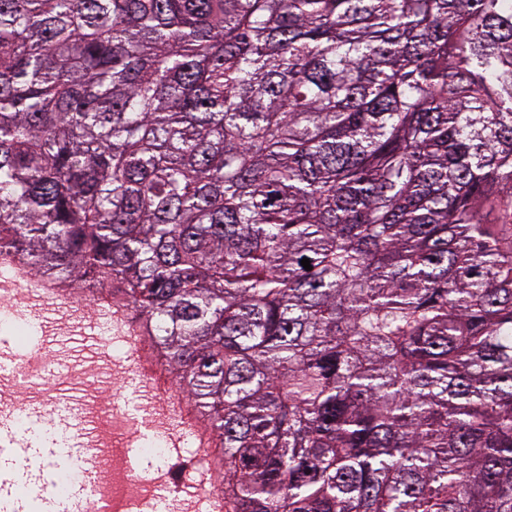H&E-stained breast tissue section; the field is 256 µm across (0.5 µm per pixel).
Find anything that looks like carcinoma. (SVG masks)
Listing matches in <instances>:
<instances>
[{"label": "carcinoma", "instance_id": "carcinoma-1", "mask_svg": "<svg viewBox=\"0 0 512 512\" xmlns=\"http://www.w3.org/2000/svg\"><path fill=\"white\" fill-rule=\"evenodd\" d=\"M0 255L137 314L224 512H512V0H0Z\"/></svg>", "mask_w": 512, "mask_h": 512}]
</instances>
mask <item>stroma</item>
I'll use <instances>...</instances> for the list:
<instances>
[{
	"label": "stroma",
	"instance_id": "obj_1",
	"mask_svg": "<svg viewBox=\"0 0 512 512\" xmlns=\"http://www.w3.org/2000/svg\"><path fill=\"white\" fill-rule=\"evenodd\" d=\"M19 306L37 307L43 312L41 329L19 337L10 329H0V350L25 352L37 348L43 355L46 371L35 375L27 384H19L11 362L0 363V404L5 408L23 409L32 414L62 412L73 424H80L83 414L99 401H117L134 408L139 417L154 420L160 405L154 394L144 390L129 372V362L112 342L109 332L91 334L89 325L99 317L102 304L96 297L76 299L74 305L62 308L52 302H37L21 293ZM126 450L142 471L153 473L181 467L178 487H164L156 512H204L200 496L202 479L223 484L224 475L216 468L190 463V444L169 449L162 456L142 453L137 437L126 440Z\"/></svg>",
	"mask_w": 512,
	"mask_h": 512
}]
</instances>
